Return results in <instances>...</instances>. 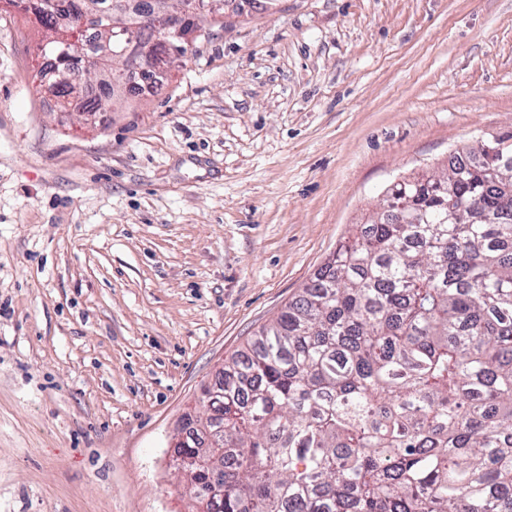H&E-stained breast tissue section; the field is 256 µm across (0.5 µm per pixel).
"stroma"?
Masks as SVG:
<instances>
[{
	"label": "stroma",
	"instance_id": "stroma-1",
	"mask_svg": "<svg viewBox=\"0 0 512 512\" xmlns=\"http://www.w3.org/2000/svg\"><path fill=\"white\" fill-rule=\"evenodd\" d=\"M0 11V512H193L181 418L395 179L512 131V0H276L59 109Z\"/></svg>",
	"mask_w": 512,
	"mask_h": 512
}]
</instances>
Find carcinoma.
I'll return each mask as SVG.
<instances>
[{
    "mask_svg": "<svg viewBox=\"0 0 512 512\" xmlns=\"http://www.w3.org/2000/svg\"><path fill=\"white\" fill-rule=\"evenodd\" d=\"M94 15L105 0H53ZM182 0H142L165 16ZM135 37L167 56L156 20ZM106 90H125L98 35ZM298 298L224 364L198 419L222 450L224 495L190 466L207 512H512V131L402 176Z\"/></svg>",
    "mask_w": 512,
    "mask_h": 512,
    "instance_id": "carcinoma-1",
    "label": "carcinoma"
}]
</instances>
